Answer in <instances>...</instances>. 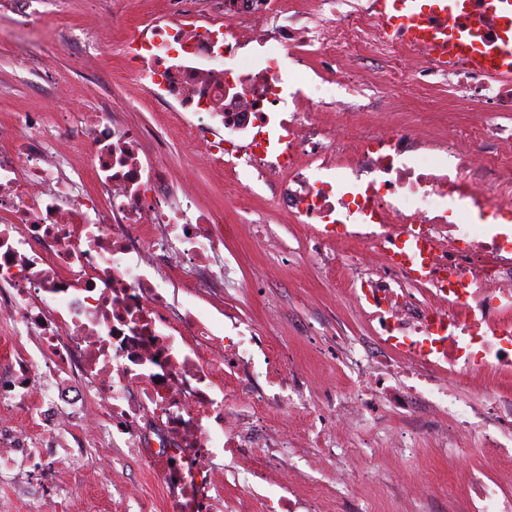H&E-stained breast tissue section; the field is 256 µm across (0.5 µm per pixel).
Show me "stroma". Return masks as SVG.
Segmentation results:
<instances>
[{
    "mask_svg": "<svg viewBox=\"0 0 512 512\" xmlns=\"http://www.w3.org/2000/svg\"><path fill=\"white\" fill-rule=\"evenodd\" d=\"M31 8L35 37L46 47L40 56L20 53L22 26L17 14H0V122L24 112L42 113L49 126L60 112L77 118L89 116L100 112L103 89L118 87L120 93L112 101L113 111L153 134L143 143V150H151L155 139H163L171 178L195 176L201 206L224 213L228 225L224 251L235 256L241 282L240 287L225 289V312L250 320L262 331L266 328L265 310L283 309L285 316L274 334L285 356L304 367L311 384H319L327 374H338L335 361L325 354L331 336L366 339L371 335L367 324L340 301L329 273L300 267L299 228L279 209L267 187H258L247 209L238 210L234 201L224 197L223 174L197 166V145L189 143L179 130L158 125L154 98L128 80L117 48L126 37L125 21L133 8L131 0H33ZM89 14L114 22L113 46L93 50L83 40L61 41L59 23L76 26ZM353 72L367 82L375 111H390L396 102L413 125H424L427 114L416 104L412 86L389 89L376 63L354 67ZM277 263L282 266L278 279L264 281L266 268ZM382 456V470L375 481L358 489L364 512H451L464 494L471 467H492L491 461L475 450L460 456L429 448L413 460L386 449ZM402 473L418 483H435L437 494L426 499L412 496L398 480ZM138 475L136 463L116 465L111 458L96 453L82 470L75 472L61 463L52 474L39 471L33 479L38 483L52 480L58 491L77 495L79 503L69 512H125L123 504L114 500L115 489L130 484Z\"/></svg>",
    "mask_w": 512,
    "mask_h": 512,
    "instance_id": "1",
    "label": "stroma"
}]
</instances>
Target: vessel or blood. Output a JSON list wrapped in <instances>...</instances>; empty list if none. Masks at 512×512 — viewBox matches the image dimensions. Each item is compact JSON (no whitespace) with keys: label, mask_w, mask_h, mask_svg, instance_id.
Returning <instances> with one entry per match:
<instances>
[{"label":"vessel or blood","mask_w":512,"mask_h":512,"mask_svg":"<svg viewBox=\"0 0 512 512\" xmlns=\"http://www.w3.org/2000/svg\"><path fill=\"white\" fill-rule=\"evenodd\" d=\"M387 21L403 20L406 36L448 61L462 60L493 74H512V13L500 0H377ZM494 22L497 37L486 41L484 28Z\"/></svg>","instance_id":"b4317fda"}]
</instances>
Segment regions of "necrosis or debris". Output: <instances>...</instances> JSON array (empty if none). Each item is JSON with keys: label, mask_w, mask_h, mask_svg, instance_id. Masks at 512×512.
<instances>
[{"label": "necrosis or debris", "mask_w": 512, "mask_h": 512, "mask_svg": "<svg viewBox=\"0 0 512 512\" xmlns=\"http://www.w3.org/2000/svg\"><path fill=\"white\" fill-rule=\"evenodd\" d=\"M161 5L164 24L130 26L127 74L200 143V163L230 169L225 196L252 194L245 171L278 188L306 231L303 265L335 266L376 343L336 337L346 381L316 391L250 321L225 334L173 291L179 276L235 287L237 268L223 213L170 181L164 142L142 151L147 130L107 117L108 95L50 138L40 114H19L0 133V331L22 344L0 378V475L79 468L100 445L141 466L136 492L118 491L139 512L154 492L169 512H222L220 466L246 448L245 487L285 473L260 512H360L351 490L378 455L351 441L382 422L381 447L408 456L425 441L480 448L495 466L472 474L464 512H512V75L441 66L386 34L373 0ZM353 58L498 117L422 136L360 103ZM306 439L317 454L285 468Z\"/></svg>", "instance_id": "1"}]
</instances>
